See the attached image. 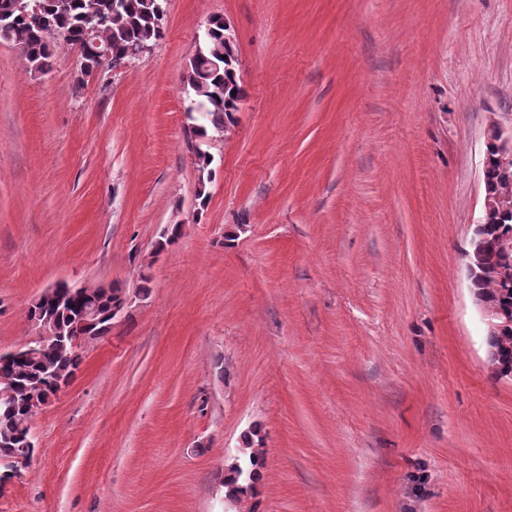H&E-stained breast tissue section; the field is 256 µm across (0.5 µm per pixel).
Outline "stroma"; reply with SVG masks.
Wrapping results in <instances>:
<instances>
[{"label": "stroma", "instance_id": "35a3bbf8", "mask_svg": "<svg viewBox=\"0 0 512 512\" xmlns=\"http://www.w3.org/2000/svg\"><path fill=\"white\" fill-rule=\"evenodd\" d=\"M216 15L244 99L200 142V213L186 77ZM55 50L34 77L0 40V352L54 284L134 300L0 512H512V381L465 267L512 0H167L124 70ZM255 427L257 491L227 499Z\"/></svg>", "mask_w": 512, "mask_h": 512}]
</instances>
